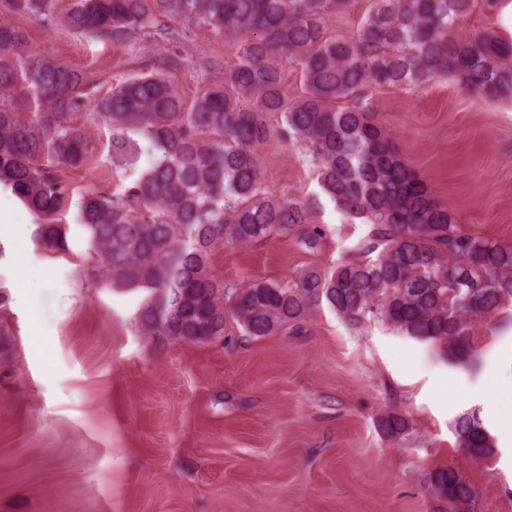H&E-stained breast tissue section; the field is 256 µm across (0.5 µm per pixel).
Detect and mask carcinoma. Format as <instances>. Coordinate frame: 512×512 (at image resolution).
Masks as SVG:
<instances>
[{"label": "carcinoma", "mask_w": 512, "mask_h": 512, "mask_svg": "<svg viewBox=\"0 0 512 512\" xmlns=\"http://www.w3.org/2000/svg\"><path fill=\"white\" fill-rule=\"evenodd\" d=\"M59 2L0 0V15L121 45L142 33L167 40V20L178 18L212 26L239 49L224 81L189 103L171 80L177 54L153 58L97 99L86 73L39 56L24 30L1 20L0 188L34 215L37 246L67 256L79 238L88 284L148 291L136 315L146 336L221 341L226 312L245 335L268 336L324 300L353 327L381 322L454 364L477 363L475 330L512 306V247L457 227L402 161L373 101L377 88L449 77L481 99L512 102V37L460 33L476 0H373L353 40L331 36L325 17L354 0H71L64 12ZM285 61L302 78L294 101L282 91ZM340 99L349 107H336ZM90 108L110 131L112 158L133 167L119 189L64 176L93 154L77 123ZM271 112L282 120L277 137L312 162L322 194L369 226L361 251L376 259L307 271L292 287H243L212 271L226 243H263L303 224L307 246L322 235L309 226L310 206L263 193L257 149ZM380 427L396 439L409 422L389 411ZM455 432L472 457L495 454L477 412L462 414ZM429 488L448 507L477 512V492L454 465L433 471Z\"/></svg>", "instance_id": "cac0c4a2"}]
</instances>
